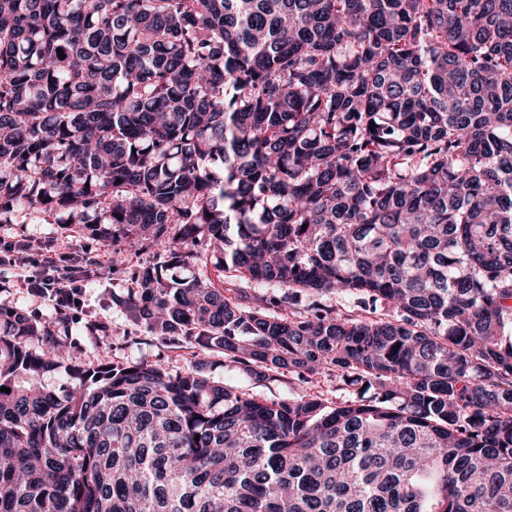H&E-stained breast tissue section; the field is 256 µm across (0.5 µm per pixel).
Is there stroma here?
Returning <instances> with one entry per match:
<instances>
[{"label": "stroma", "mask_w": 512, "mask_h": 512, "mask_svg": "<svg viewBox=\"0 0 512 512\" xmlns=\"http://www.w3.org/2000/svg\"><path fill=\"white\" fill-rule=\"evenodd\" d=\"M0 238L25 240L26 253L30 256L48 243L59 257L73 258L81 288L80 307L69 320L66 341L90 365L143 361L175 373L202 360L207 364V374L215 381L267 400L313 392L333 406L352 397L332 376L322 377L314 388L289 375L253 380L239 370L225 367L222 354L203 349L192 341L161 342L130 322L112 304L113 296L125 294L131 286L127 268L112 265V252L123 248L124 240L103 242L90 238L77 225L55 223L53 218L33 209L20 213L16 223L0 224ZM45 274V269L23 262L18 254L0 257V275L11 281L10 288L0 292V302L23 309L40 321H53L57 313L55 303L49 297L32 295L25 283L26 277Z\"/></svg>", "instance_id": "stroma-1"}]
</instances>
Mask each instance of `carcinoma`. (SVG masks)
Masks as SVG:
<instances>
[{"instance_id": "cac0c4a2", "label": "carcinoma", "mask_w": 512, "mask_h": 512, "mask_svg": "<svg viewBox=\"0 0 512 512\" xmlns=\"http://www.w3.org/2000/svg\"><path fill=\"white\" fill-rule=\"evenodd\" d=\"M26 209L164 246L112 297L160 340L357 399L89 367L0 306V512H512V0H0ZM203 270L207 272V275L214 281L215 285L219 288H222L223 286L224 288H234L233 286H231L232 284L240 288H247L246 290L248 292V295H250L251 299H253L252 297L254 294L269 293L267 289L268 287L256 284L253 286L247 285L244 282H241L236 277H234L235 273L224 272L219 268H215L211 263H208L207 269L204 267Z\"/></svg>"}]
</instances>
